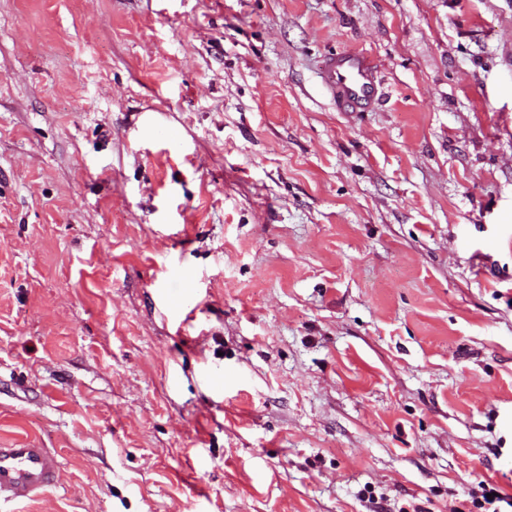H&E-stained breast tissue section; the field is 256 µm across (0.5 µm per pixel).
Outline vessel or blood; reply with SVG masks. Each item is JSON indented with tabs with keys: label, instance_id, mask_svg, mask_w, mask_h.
I'll list each match as a JSON object with an SVG mask.
<instances>
[{
	"label": "vessel or blood",
	"instance_id": "1",
	"mask_svg": "<svg viewBox=\"0 0 512 512\" xmlns=\"http://www.w3.org/2000/svg\"><path fill=\"white\" fill-rule=\"evenodd\" d=\"M319 77L338 111L367 112L380 99L377 71L365 52L329 54ZM57 473L58 462L46 449L0 447V500L29 499L52 486Z\"/></svg>",
	"mask_w": 512,
	"mask_h": 512
}]
</instances>
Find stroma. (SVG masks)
Masks as SVG:
<instances>
[{"mask_svg":"<svg viewBox=\"0 0 512 512\" xmlns=\"http://www.w3.org/2000/svg\"><path fill=\"white\" fill-rule=\"evenodd\" d=\"M0 447V512L512 496V0H0ZM320 82L340 112H367L379 101L381 86L369 56L346 50L327 56ZM58 462L44 448L0 447V503L24 501L52 486Z\"/></svg>","mask_w":512,"mask_h":512,"instance_id":"35a3bbf8","label":"stroma"}]
</instances>
